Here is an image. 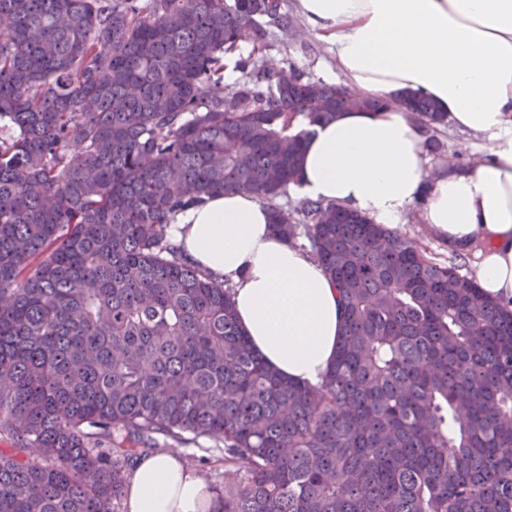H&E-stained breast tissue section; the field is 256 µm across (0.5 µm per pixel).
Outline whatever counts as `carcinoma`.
I'll return each instance as SVG.
<instances>
[{"instance_id": "carcinoma-1", "label": "carcinoma", "mask_w": 512, "mask_h": 512, "mask_svg": "<svg viewBox=\"0 0 512 512\" xmlns=\"http://www.w3.org/2000/svg\"><path fill=\"white\" fill-rule=\"evenodd\" d=\"M265 17L291 27L281 0H0V512H116L169 440L223 450L216 512H512V311L342 204L279 202L314 127L358 104L248 57L224 98ZM401 100L440 151L445 113ZM243 191L338 289L317 385L263 362L171 238Z\"/></svg>"}]
</instances>
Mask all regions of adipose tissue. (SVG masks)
<instances>
[{
	"instance_id": "adipose-tissue-1",
	"label": "adipose tissue",
	"mask_w": 512,
	"mask_h": 512,
	"mask_svg": "<svg viewBox=\"0 0 512 512\" xmlns=\"http://www.w3.org/2000/svg\"><path fill=\"white\" fill-rule=\"evenodd\" d=\"M297 10L333 52L342 83L372 102L316 127L297 189L389 227L425 200L431 233L475 253L483 292L512 311V0H297ZM406 91L486 140V158L468 169L430 168L421 123L384 104ZM270 221L252 194L216 193L178 216L171 234L197 268L232 287L253 350L289 381L315 385L339 345V296L318 262L274 235ZM125 507L215 512L217 502L178 454L164 453L137 461Z\"/></svg>"
}]
</instances>
